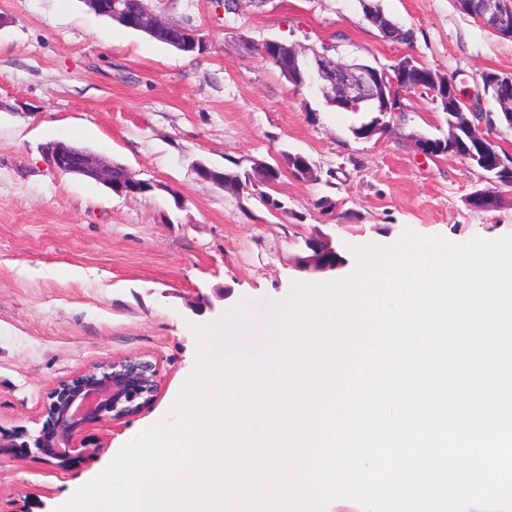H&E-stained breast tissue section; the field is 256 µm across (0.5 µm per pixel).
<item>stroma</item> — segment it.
Instances as JSON below:
<instances>
[{"instance_id":"obj_1","label":"stroma","mask_w":512,"mask_h":512,"mask_svg":"<svg viewBox=\"0 0 512 512\" xmlns=\"http://www.w3.org/2000/svg\"><path fill=\"white\" fill-rule=\"evenodd\" d=\"M200 30L189 55L91 12L83 0H0V429H36L53 383L107 357L156 364L154 401L92 427L97 458L61 469L36 450L0 448V512H54L121 447L166 417L192 373L193 326L249 298L283 301L302 276L305 239L330 237L357 266L354 248L391 245L404 231L454 243L512 235V188L450 155L428 158L415 138H444L448 123L429 95H411L404 122L369 139L352 128L369 113L327 105L316 88L294 90L280 72L236 50L239 36L304 46L343 33L339 54L381 66L410 55L452 76L464 98L480 75L512 73V39L482 27L454 0H379L412 30L383 41L357 0H270L225 13L221 0H152ZM480 127L512 156V128L482 96ZM88 129L76 146L125 166L152 192L113 195L101 184L52 173L43 147L64 128ZM308 158L317 178L284 169ZM282 168L274 185L231 191L200 180L204 164L245 173ZM501 205L478 211L475 190ZM228 299L217 300L221 289Z\"/></svg>"}]
</instances>
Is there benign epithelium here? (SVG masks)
<instances>
[{
    "label": "benign epithelium",
    "instance_id": "obj_1",
    "mask_svg": "<svg viewBox=\"0 0 512 512\" xmlns=\"http://www.w3.org/2000/svg\"><path fill=\"white\" fill-rule=\"evenodd\" d=\"M362 3L364 18L379 31L381 38L396 43L411 39V31L392 22L369 0ZM455 5L490 31L512 38V0H455ZM91 8L97 15L108 16L180 51L191 46L206 47L198 29L173 21L147 5L134 14L128 13L119 0L104 4L91 0ZM238 48L244 54L259 55L290 80L296 74L314 76L320 92L336 100L340 107L379 113L361 133L363 138L400 123L407 112L403 99L426 89L443 111L453 113L454 119L448 122V136L444 139L417 137L420 153L431 157L448 153L471 163L475 161L479 169L492 176V181L505 186L512 184V160L487 149L490 138L470 119L476 115L475 107L481 98L476 97L469 104L462 102L451 78L412 57L403 56L391 67L381 68L335 59L326 50L288 46L276 39L256 43L241 36ZM483 88L495 91L500 113L512 118V73H485ZM387 115L388 121L384 120ZM45 154L50 169L57 175L90 178L119 196L149 190L148 183L135 178L124 166L86 149L54 142L47 144ZM289 168L300 179L316 177L313 166L300 154L289 155ZM468 203L474 209L491 210L501 204V198L482 190L471 194ZM305 247L311 254L298 258L295 269L307 279L334 273L345 264V259L323 237L306 239ZM159 383L156 367L140 358L128 356L97 362L56 381L44 404L42 426L33 432L26 428L0 432V447H33L62 468L76 459L91 460L104 444L89 440L86 430L106 418L119 420L137 413L156 397Z\"/></svg>",
    "mask_w": 512,
    "mask_h": 512
}]
</instances>
